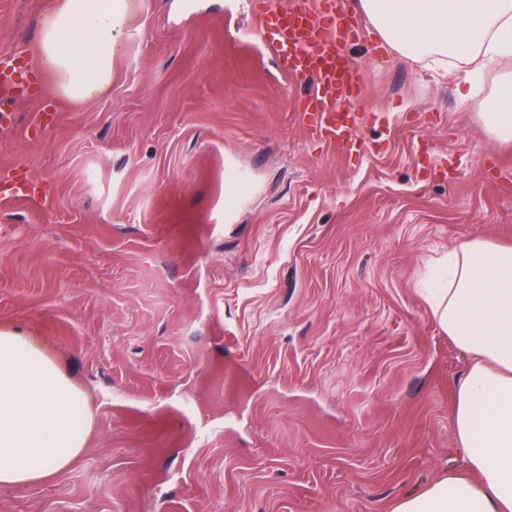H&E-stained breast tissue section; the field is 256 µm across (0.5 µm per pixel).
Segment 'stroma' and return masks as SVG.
<instances>
[{
	"label": "stroma",
	"instance_id": "35a3bbf8",
	"mask_svg": "<svg viewBox=\"0 0 512 512\" xmlns=\"http://www.w3.org/2000/svg\"><path fill=\"white\" fill-rule=\"evenodd\" d=\"M53 2L0 0V52L35 51ZM253 29L251 0H134L106 92L19 102L0 133V329L94 408L82 454L0 512H394L464 471L471 358L420 290L467 242L512 245V144L478 118L503 75L370 56L367 27L347 159ZM235 363L247 394L215 399Z\"/></svg>",
	"mask_w": 512,
	"mask_h": 512
}]
</instances>
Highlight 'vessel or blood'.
I'll return each instance as SVG.
<instances>
[{"label":"vessel or blood","instance_id":"vessel-or-blood-1","mask_svg":"<svg viewBox=\"0 0 512 512\" xmlns=\"http://www.w3.org/2000/svg\"><path fill=\"white\" fill-rule=\"evenodd\" d=\"M261 36L279 54L281 68L306 86L296 102L319 143L343 156L357 147V105L364 95L363 73L346 53L365 24L346 12L342 0H252ZM34 65L22 52L0 53V112L33 93Z\"/></svg>","mask_w":512,"mask_h":512}]
</instances>
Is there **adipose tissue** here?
I'll return each instance as SVG.
<instances>
[{
	"label": "adipose tissue",
	"mask_w": 512,
	"mask_h": 512,
	"mask_svg": "<svg viewBox=\"0 0 512 512\" xmlns=\"http://www.w3.org/2000/svg\"><path fill=\"white\" fill-rule=\"evenodd\" d=\"M401 56L439 68L487 57L507 73L480 118L512 141V0H354ZM131 0H56L37 42L40 65L69 100L112 83ZM448 285L426 299L472 359L455 388L454 425L467 472L405 499L395 512H512V247L474 240L449 253ZM94 412L31 337L0 330V487L51 480L83 452Z\"/></svg>",
	"instance_id": "adipose-tissue-1"
}]
</instances>
